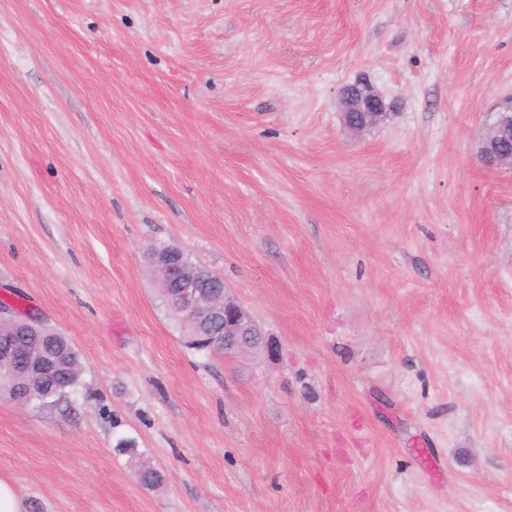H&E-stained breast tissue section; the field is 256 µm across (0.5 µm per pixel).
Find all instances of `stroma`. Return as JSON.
Wrapping results in <instances>:
<instances>
[{
  "label": "stroma",
  "mask_w": 512,
  "mask_h": 512,
  "mask_svg": "<svg viewBox=\"0 0 512 512\" xmlns=\"http://www.w3.org/2000/svg\"><path fill=\"white\" fill-rule=\"evenodd\" d=\"M511 96L512 0H0V281L84 366L0 395L24 512H512ZM156 242L276 355L186 348ZM338 108L341 122L357 137L380 127L391 114L382 93L366 80L346 85ZM480 155L490 156L499 166L512 167V106L498 112L484 140L478 145Z\"/></svg>",
  "instance_id": "stroma-1"
}]
</instances>
